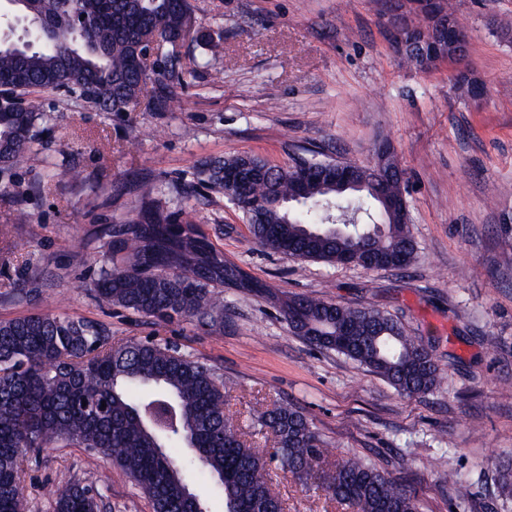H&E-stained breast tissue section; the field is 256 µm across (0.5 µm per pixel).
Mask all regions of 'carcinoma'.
<instances>
[{"mask_svg": "<svg viewBox=\"0 0 512 512\" xmlns=\"http://www.w3.org/2000/svg\"><path fill=\"white\" fill-rule=\"evenodd\" d=\"M190 0H28L29 20L72 14L82 22L0 38V177L40 143L48 114L33 97L59 93L75 111L173 112L185 80L176 51L186 40ZM458 24L449 0H410L398 52L420 66L417 48L400 45L429 28L434 16ZM149 33L162 47L149 69L134 65ZM466 48L441 45L431 69ZM384 173L350 165L357 186L338 189L336 163L301 158L277 166L254 154L205 159L197 174L241 213L256 243L303 261L354 263L365 270H406L417 258L408 209L389 212L383 198L405 193L404 171L385 146ZM363 212L367 224H343ZM92 290L101 305L120 306L157 323L194 319L224 327L226 289L266 296L267 285L224 255L199 225L164 211L143 192L135 215L107 231ZM292 331L385 379L406 397L441 388L444 373L425 342L375 307H352L289 295L280 306ZM230 381L214 366L164 342H112L90 320L35 313L0 320V512H24L31 462L51 448H83L112 459L147 496L153 512H208L186 492L194 467L224 496V512H286L269 467L315 486L352 512H419L414 496L360 458L330 462L325 442L303 410L274 402L251 416V434L273 440L270 457L247 444L229 409ZM185 450L180 459L176 451ZM474 482L448 472L461 506L475 502ZM100 494L79 482L56 491L53 512H101Z\"/></svg>", "mask_w": 512, "mask_h": 512, "instance_id": "1", "label": "carcinoma"}]
</instances>
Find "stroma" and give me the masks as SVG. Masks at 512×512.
Masks as SVG:
<instances>
[{"label": "stroma", "mask_w": 512, "mask_h": 512, "mask_svg": "<svg viewBox=\"0 0 512 512\" xmlns=\"http://www.w3.org/2000/svg\"><path fill=\"white\" fill-rule=\"evenodd\" d=\"M222 49L179 51L189 89L175 112H73L42 95L53 129L0 186V320L34 313L102 324L113 341L176 343L230 378L241 425L258 405L300 406L332 457L366 459L397 478L420 512H456L449 471L477 475L512 459V0H453L466 56L425 71L393 47L381 0H191ZM467 70L485 93L470 101ZM389 140L404 169L418 258L405 272L299 261L261 248L240 212L200 183L206 158L253 153L373 162ZM83 182H72L68 167ZM165 209L264 282L269 296L225 292L224 327L159 324L98 304L90 282L112 224L134 215L143 184ZM375 306L430 346L443 389L400 396L359 364L308 345L275 296ZM288 512H343L325 492L276 471ZM97 490L107 512H152L111 459L54 448L31 464L24 512H51L56 487Z\"/></svg>", "instance_id": "35a3bbf8"}]
</instances>
